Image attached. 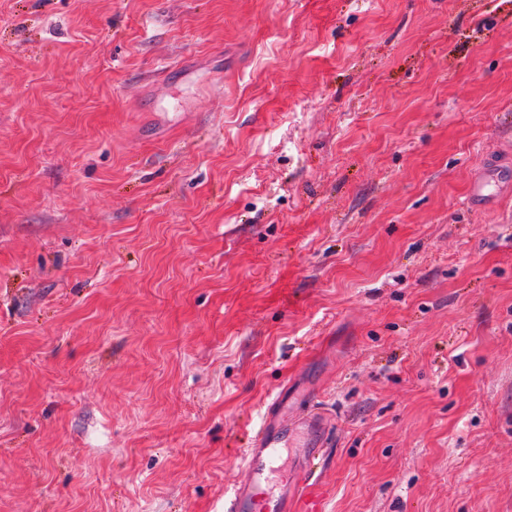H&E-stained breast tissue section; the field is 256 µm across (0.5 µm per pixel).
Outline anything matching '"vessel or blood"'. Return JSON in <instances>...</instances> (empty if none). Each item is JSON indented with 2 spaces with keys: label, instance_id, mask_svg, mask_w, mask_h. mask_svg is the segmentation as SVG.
I'll use <instances>...</instances> for the list:
<instances>
[{
  "label": "vessel or blood",
  "instance_id": "b4317fda",
  "mask_svg": "<svg viewBox=\"0 0 512 512\" xmlns=\"http://www.w3.org/2000/svg\"><path fill=\"white\" fill-rule=\"evenodd\" d=\"M288 400L280 393L267 407L264 421L244 451V474L224 501V512H325L320 495L308 488L312 463L323 440V420L314 413L289 418L282 408ZM301 449L292 474L277 466L285 448Z\"/></svg>",
  "mask_w": 512,
  "mask_h": 512
}]
</instances>
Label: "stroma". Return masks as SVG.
<instances>
[{"label": "stroma", "mask_w": 512, "mask_h": 512, "mask_svg": "<svg viewBox=\"0 0 512 512\" xmlns=\"http://www.w3.org/2000/svg\"><path fill=\"white\" fill-rule=\"evenodd\" d=\"M287 386L326 512H512V0H0V512H224Z\"/></svg>", "instance_id": "obj_1"}]
</instances>
